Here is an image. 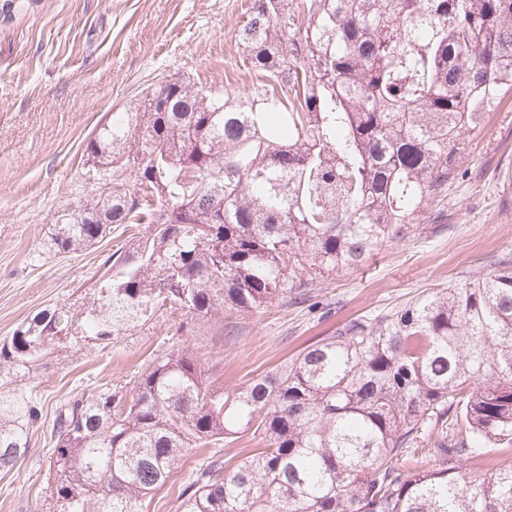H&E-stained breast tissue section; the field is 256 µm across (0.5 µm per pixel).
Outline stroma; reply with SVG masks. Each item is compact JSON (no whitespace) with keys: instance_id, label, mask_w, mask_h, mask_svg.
<instances>
[{"instance_id":"35a3bbf8","label":"stroma","mask_w":512,"mask_h":512,"mask_svg":"<svg viewBox=\"0 0 512 512\" xmlns=\"http://www.w3.org/2000/svg\"><path fill=\"white\" fill-rule=\"evenodd\" d=\"M250 0H45L0 29V342L27 317L79 300L104 259L125 242L112 231L93 247L45 254L53 216L91 196L83 180L87 138L160 79L188 75L208 89L249 83L235 33ZM442 227L386 245L357 267L316 282L317 309L275 302L255 314L155 317L116 346L63 344L7 384L37 394L43 428L10 472H0V512H59L49 478L48 428L80 392L127 386L161 352L189 348L216 366L225 391L288 362L347 320L454 288L512 253V93L469 139L448 183ZM184 458L147 512H178V489L199 462Z\"/></svg>"}]
</instances>
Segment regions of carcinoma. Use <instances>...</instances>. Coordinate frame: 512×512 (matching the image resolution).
Returning <instances> with one entry per match:
<instances>
[{"label": "carcinoma", "mask_w": 512, "mask_h": 512, "mask_svg": "<svg viewBox=\"0 0 512 512\" xmlns=\"http://www.w3.org/2000/svg\"><path fill=\"white\" fill-rule=\"evenodd\" d=\"M40 2L0 0V27ZM235 40L251 84L160 80L89 138L94 195L55 213L44 250L137 234L83 303L0 344V372L64 341L103 350L165 309L303 299L424 233L466 137L512 92V0H253ZM41 419L37 398L0 393V471ZM50 428L61 512H142L200 447L180 512H512V255L230 393L188 349L158 354L128 392L77 394ZM248 434L263 447L229 467L224 445Z\"/></svg>", "instance_id": "obj_1"}]
</instances>
